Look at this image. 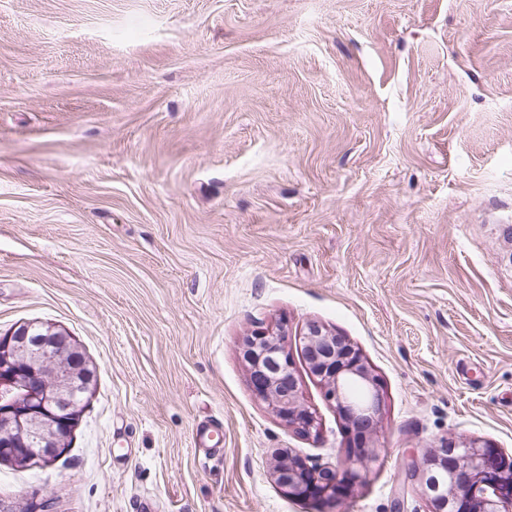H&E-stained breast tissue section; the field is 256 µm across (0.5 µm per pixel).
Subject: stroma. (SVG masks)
Listing matches in <instances>:
<instances>
[{"mask_svg":"<svg viewBox=\"0 0 512 512\" xmlns=\"http://www.w3.org/2000/svg\"><path fill=\"white\" fill-rule=\"evenodd\" d=\"M506 239L512 0H0V333L52 324L96 370L70 448L0 463V503L429 512L408 462L447 437L512 455ZM310 321L382 385L337 504L274 474L345 456ZM282 324L308 436L241 353Z\"/></svg>","mask_w":512,"mask_h":512,"instance_id":"stroma-1","label":"stroma"}]
</instances>
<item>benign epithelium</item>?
<instances>
[{"label":"benign epithelium","instance_id":"benign-epithelium-1","mask_svg":"<svg viewBox=\"0 0 512 512\" xmlns=\"http://www.w3.org/2000/svg\"><path fill=\"white\" fill-rule=\"evenodd\" d=\"M287 333L246 337L242 353L257 394L297 433L318 430L301 401ZM302 350L313 375L334 403L351 443L341 469L278 455V487L291 498L341 500L360 477L377 434L380 381L360 350L318 322L306 324ZM94 369L63 329L25 321L0 334V462L27 468L50 463L68 450ZM421 491L431 512H512V459L486 442L445 439L424 458Z\"/></svg>","mask_w":512,"mask_h":512}]
</instances>
